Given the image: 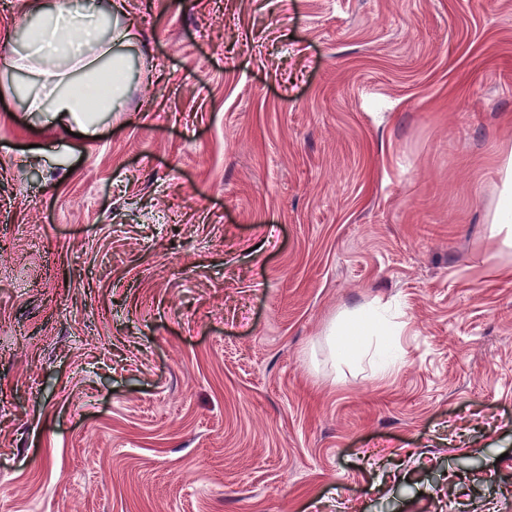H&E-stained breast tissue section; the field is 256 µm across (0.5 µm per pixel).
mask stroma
I'll use <instances>...</instances> for the list:
<instances>
[{
  "instance_id": "1",
  "label": "stroma",
  "mask_w": 512,
  "mask_h": 512,
  "mask_svg": "<svg viewBox=\"0 0 512 512\" xmlns=\"http://www.w3.org/2000/svg\"><path fill=\"white\" fill-rule=\"evenodd\" d=\"M127 5L95 137L0 99V512H512V0ZM500 173L502 188L492 214L490 238L499 243V258L512 250V148L504 153ZM364 322L370 336H400L404 324L389 323L379 310H369L364 306L344 313L336 323V336H352L353 325Z\"/></svg>"
}]
</instances>
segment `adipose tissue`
Here are the masks:
<instances>
[{
	"label": "adipose tissue",
	"mask_w": 512,
	"mask_h": 512,
	"mask_svg": "<svg viewBox=\"0 0 512 512\" xmlns=\"http://www.w3.org/2000/svg\"><path fill=\"white\" fill-rule=\"evenodd\" d=\"M36 9L45 16V23L33 32L26 54L0 58V69L20 72L36 62L32 86L22 96L25 111L50 115L60 123L72 119L85 133H92L96 114L111 111L126 91L123 61L112 48L132 40L131 30L115 25L110 34L102 32L103 17L123 16L126 2L88 0L75 5L71 0H56L51 6L40 2ZM500 172L502 188L490 237L504 256L512 250V150L505 152ZM358 322L365 323L374 336H398L404 329L403 324L388 322L379 310L361 306L337 321V335H350Z\"/></svg>",
	"instance_id": "adipose-tissue-1"
}]
</instances>
